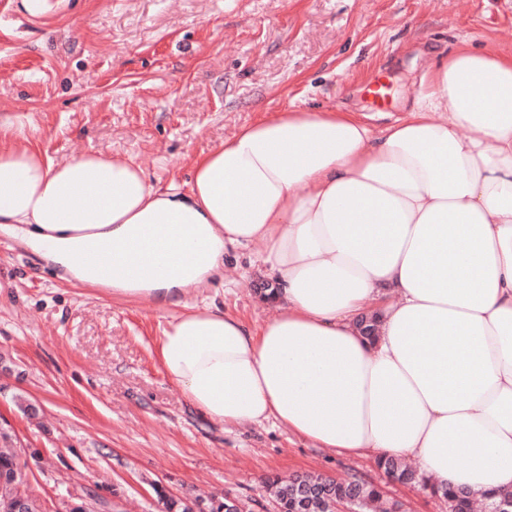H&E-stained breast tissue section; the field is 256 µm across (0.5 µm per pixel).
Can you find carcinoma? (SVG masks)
Instances as JSON below:
<instances>
[{"instance_id": "cac0c4a2", "label": "carcinoma", "mask_w": 512, "mask_h": 512, "mask_svg": "<svg viewBox=\"0 0 512 512\" xmlns=\"http://www.w3.org/2000/svg\"><path fill=\"white\" fill-rule=\"evenodd\" d=\"M14 455L0 454V503L8 498L16 485L12 484ZM377 466L391 478L405 484L423 485L424 478L412 466L397 458H386ZM266 490L279 512H334L339 503H350L354 512H405V504L388 498L383 490L372 482L353 475L345 480H336L316 472H296L288 476L273 475L265 480ZM431 492L448 505V512H473L476 497L464 490H455L446 485H433ZM484 512H512V490L482 495ZM210 512H252L249 501L224 498L211 506Z\"/></svg>"}]
</instances>
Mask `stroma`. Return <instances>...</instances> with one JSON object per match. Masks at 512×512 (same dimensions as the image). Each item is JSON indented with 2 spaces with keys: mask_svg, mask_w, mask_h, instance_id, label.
I'll use <instances>...</instances> for the list:
<instances>
[{
  "mask_svg": "<svg viewBox=\"0 0 512 512\" xmlns=\"http://www.w3.org/2000/svg\"><path fill=\"white\" fill-rule=\"evenodd\" d=\"M15 2L0 0V125L23 123L55 161L131 157L160 187L189 181L196 155L265 113L352 108L381 128L404 116L433 56L465 40L512 47V0H47L42 22ZM252 257L231 253L203 294L258 328L275 306ZM164 322L150 301L69 283L0 236V449L24 452L42 504L94 495L101 512H165L163 491L228 493L265 512L268 475L319 472L447 512L368 456L209 421L164 371Z\"/></svg>",
  "mask_w": 512,
  "mask_h": 512,
  "instance_id": "35a3bbf8",
  "label": "stroma"
}]
</instances>
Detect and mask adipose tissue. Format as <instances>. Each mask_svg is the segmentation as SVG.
<instances>
[{"instance_id":"adipose-tissue-1","label":"adipose tissue","mask_w":512,"mask_h":512,"mask_svg":"<svg viewBox=\"0 0 512 512\" xmlns=\"http://www.w3.org/2000/svg\"><path fill=\"white\" fill-rule=\"evenodd\" d=\"M420 87L379 130L339 109L266 113L164 189L131 158L57 162L0 126V234L84 286L111 255L113 295L174 306L163 368L215 424L271 420L511 490L512 49L461 42ZM254 243L278 309L259 329L192 298Z\"/></svg>"}]
</instances>
